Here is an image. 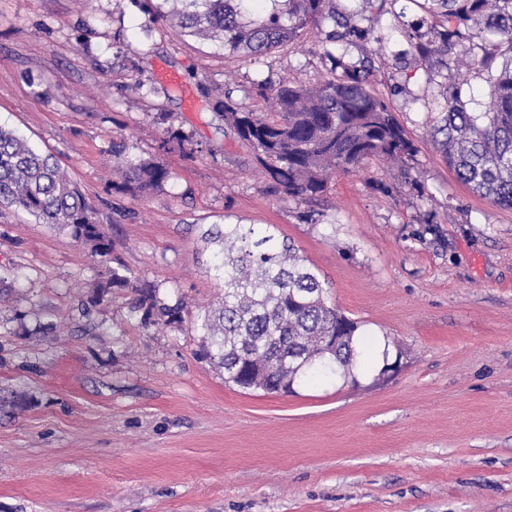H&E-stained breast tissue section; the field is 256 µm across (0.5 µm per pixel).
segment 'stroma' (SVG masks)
Wrapping results in <instances>:
<instances>
[{
    "label": "stroma",
    "instance_id": "obj_1",
    "mask_svg": "<svg viewBox=\"0 0 512 512\" xmlns=\"http://www.w3.org/2000/svg\"><path fill=\"white\" fill-rule=\"evenodd\" d=\"M336 6L369 30L337 56L372 59L371 88L418 153L336 173L305 203L266 193L199 83L264 108L256 83L331 78L318 34L257 61L150 24L146 0H0V127L54 157L115 255L183 317L143 324L127 289L93 304L107 264L0 208V512H512V209L468 189L430 140L444 86L482 112L489 74L459 52L436 70L406 57L426 0ZM158 112L194 157L159 151ZM120 140L171 180L113 193ZM203 224L290 239L397 372L288 395L225 383L198 356L197 316L223 295Z\"/></svg>",
    "mask_w": 512,
    "mask_h": 512
}]
</instances>
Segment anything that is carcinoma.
<instances>
[{
    "mask_svg": "<svg viewBox=\"0 0 512 512\" xmlns=\"http://www.w3.org/2000/svg\"><path fill=\"white\" fill-rule=\"evenodd\" d=\"M150 22L174 21L186 36L219 41L229 54L255 59L304 31L333 29L321 41L331 71L342 69L316 87L282 80L257 84L271 105L256 112L215 88L213 109L224 119L261 168L266 190L281 198L312 201L337 173H354L371 160H409L418 148L393 112L370 89L371 66L344 62L331 44L363 40L367 30L336 15L335 0H162ZM442 11L430 24L418 23L410 36L416 60L430 68L448 66V52L476 32L493 41L495 51L473 63L494 72L484 112H470L453 87L442 93L440 124L431 134L435 148L457 177L490 203L512 208V0H434ZM166 126L162 145L190 142L181 129ZM125 144H112L117 159L112 189L143 197L166 183L171 173L149 157H129ZM21 208L44 224L69 232L106 263L109 278L97 284L95 305L111 288H129L134 309L145 324L182 322V306L170 305L154 281L128 275L112 256V239L77 187L51 156L33 149L12 131L0 128V206ZM212 248V269L224 281V297L197 318L202 355L222 369L224 382L243 390L291 391L310 381L354 377L373 361V344L359 333L358 322L327 302L325 281L305 263L294 244L279 241L252 224H212L201 234ZM326 336H336L319 355Z\"/></svg>",
    "mask_w": 512,
    "mask_h": 512,
    "instance_id": "carcinoma-1",
    "label": "carcinoma"
}]
</instances>
